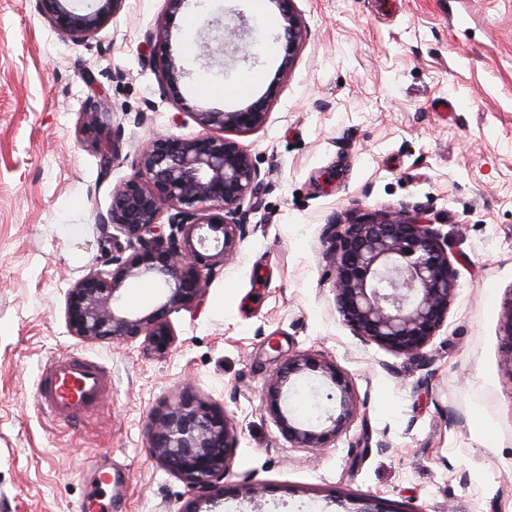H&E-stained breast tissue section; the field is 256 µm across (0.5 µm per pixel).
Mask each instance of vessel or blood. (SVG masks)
<instances>
[{"instance_id":"1","label":"vessel or blood","mask_w":512,"mask_h":512,"mask_svg":"<svg viewBox=\"0 0 512 512\" xmlns=\"http://www.w3.org/2000/svg\"><path fill=\"white\" fill-rule=\"evenodd\" d=\"M111 379L100 362L73 354L54 357L41 370L37 404L48 416L68 420L97 409Z\"/></svg>"}]
</instances>
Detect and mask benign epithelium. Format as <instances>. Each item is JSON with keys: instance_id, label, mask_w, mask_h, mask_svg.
Instances as JSON below:
<instances>
[{"instance_id": "1", "label": "benign epithelium", "mask_w": 512, "mask_h": 512, "mask_svg": "<svg viewBox=\"0 0 512 512\" xmlns=\"http://www.w3.org/2000/svg\"><path fill=\"white\" fill-rule=\"evenodd\" d=\"M72 0H39L52 28L74 41L95 35L122 9L125 0H94L77 11ZM283 20L281 38L290 64L306 31L294 0H274ZM150 39L160 54L162 80L172 95L185 72L167 52L168 31ZM267 101L259 99L235 111L194 112L202 133L192 137L158 136L135 159L134 175L112 189V204L98 223L112 228L106 236L116 255L113 268L92 269L69 289L65 318L70 335L85 341L144 337L148 350L165 355L176 339L169 315L198 306L207 280L233 259L256 198L259 171L251 155L226 137L263 126ZM101 103L86 113L87 135L97 142L100 167L108 172L121 154L118 135H108ZM168 215L170 233L161 219ZM333 261L336 309L354 336L412 359H427L426 348L444 326L457 290V272L448 243L420 214L399 210L371 214L352 224H331L326 231ZM155 275L163 293L152 311L135 315L119 305L129 279ZM505 364L512 368V303L502 316ZM309 372L334 386L328 399L339 400L331 425L319 429L293 419L281 406L283 388ZM265 409L282 436L301 448H323L347 428L356 410L347 375L336 365L308 355L289 357L267 385ZM236 438L224 411L183 390L149 431L152 454L189 487L206 492L224 479Z\"/></svg>"}]
</instances>
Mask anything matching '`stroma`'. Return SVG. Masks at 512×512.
I'll use <instances>...</instances> for the list:
<instances>
[{"label":"stroma","instance_id":"stroma-1","mask_svg":"<svg viewBox=\"0 0 512 512\" xmlns=\"http://www.w3.org/2000/svg\"><path fill=\"white\" fill-rule=\"evenodd\" d=\"M306 29L287 80L274 0L264 41L250 0H125L96 35L54 31L37 0H0V512H512V372L502 314L512 301V0H295ZM247 26L237 47L224 30ZM186 72L168 94L150 33ZM253 93L205 96L222 74ZM107 98L121 154L101 172L83 114ZM268 97L238 135L260 175L259 206L235 258L197 310L172 314L165 356L141 341L85 343L66 293L109 259L98 214L140 146L193 137L191 109ZM451 110H443V103ZM145 113L142 124L133 121ZM423 212L456 256V297L421 363L353 335L336 310L325 229L367 213ZM75 353L112 370L99 410L65 424L36 404L39 366ZM309 354L350 379L357 414L321 450L290 444L264 408L267 382ZM223 409L237 438L216 507L149 448L152 418L182 386ZM310 373L287 408H336ZM111 472L102 487L98 475ZM258 486L250 494L249 486Z\"/></svg>","mask_w":512,"mask_h":512}]
</instances>
